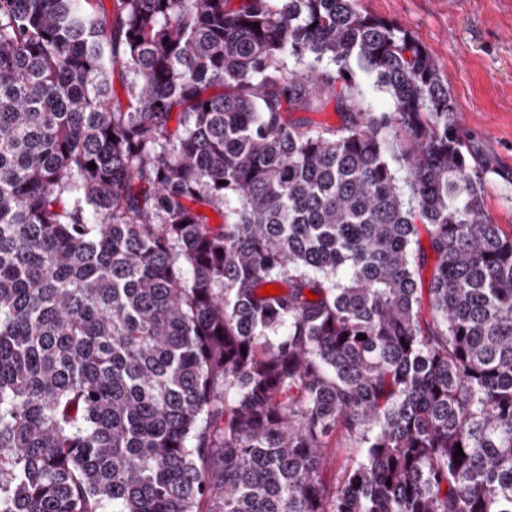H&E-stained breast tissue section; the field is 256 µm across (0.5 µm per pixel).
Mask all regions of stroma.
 Wrapping results in <instances>:
<instances>
[{
  "mask_svg": "<svg viewBox=\"0 0 512 512\" xmlns=\"http://www.w3.org/2000/svg\"><path fill=\"white\" fill-rule=\"evenodd\" d=\"M433 55L460 124L499 174L485 189L492 223L512 226V0H360Z\"/></svg>",
  "mask_w": 512,
  "mask_h": 512,
  "instance_id": "1",
  "label": "stroma"
}]
</instances>
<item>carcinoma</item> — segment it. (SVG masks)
Instances as JSON below:
<instances>
[{"label":"carcinoma","instance_id":"carcinoma-1","mask_svg":"<svg viewBox=\"0 0 512 512\" xmlns=\"http://www.w3.org/2000/svg\"><path fill=\"white\" fill-rule=\"evenodd\" d=\"M103 2L0 0V512H512V230L425 46ZM485 204L490 221L502 224L503 229L512 226V186L498 176H494L485 189Z\"/></svg>","mask_w":512,"mask_h":512}]
</instances>
